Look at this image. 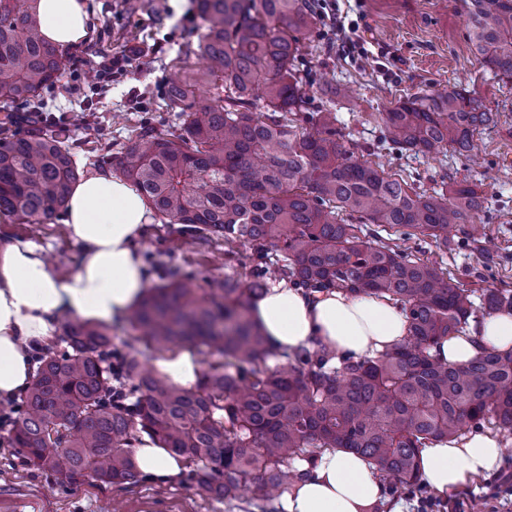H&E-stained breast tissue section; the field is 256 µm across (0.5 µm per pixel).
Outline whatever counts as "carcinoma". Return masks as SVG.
Instances as JSON below:
<instances>
[{"instance_id": "obj_1", "label": "carcinoma", "mask_w": 512, "mask_h": 512, "mask_svg": "<svg viewBox=\"0 0 512 512\" xmlns=\"http://www.w3.org/2000/svg\"><path fill=\"white\" fill-rule=\"evenodd\" d=\"M192 2L205 33L186 44L167 84L179 132L138 130L117 168L179 234L250 246V279L226 277L205 296L180 271L155 266L160 284L128 322L160 348L188 345L211 358L192 389L130 359L115 372L103 359L108 327L64 324L67 349L43 356L12 447L33 468L111 485L137 477L134 444L146 434L183 456L209 495L230 502L254 485L268 502L262 512H281L269 491L303 480L310 469L300 463L336 448L372 460L387 494L423 493L421 449L487 423L512 433V351L452 365L439 358L442 339L512 310V293L447 280L410 245L429 238L446 251L448 228L466 224L483 262H495L482 245L484 198L464 183L420 191L355 156L336 129L338 89L322 110L306 111L298 59L321 19L311 0ZM455 3L473 54L511 82L512 0ZM62 64L41 34L37 0H0V103L34 98ZM199 84L214 87L206 103L195 98ZM381 120L382 141L402 154L472 158L494 112L454 84L408 94ZM79 176L60 132L0 138V212L22 224L51 219ZM380 229L399 243L378 240ZM271 250L282 256L279 278L308 294L390 297L407 315V336L334 365L324 348L268 349L249 304L267 292ZM116 388L134 401L111 403Z\"/></svg>"}]
</instances>
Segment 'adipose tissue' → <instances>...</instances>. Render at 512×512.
Segmentation results:
<instances>
[{
	"label": "adipose tissue",
	"instance_id": "ef3b65f1",
	"mask_svg": "<svg viewBox=\"0 0 512 512\" xmlns=\"http://www.w3.org/2000/svg\"><path fill=\"white\" fill-rule=\"evenodd\" d=\"M40 29L50 42L73 45L89 34L86 0H39ZM63 222L81 249L77 271L63 278L47 264L40 246L25 239L0 243V396L10 397L30 381L32 349L51 345L67 314L79 321L109 323L125 317L146 290L134 241L151 223L152 211L136 187L95 173L78 181L63 207ZM275 351L324 345L335 354L372 355L397 344L408 321L386 297H352L335 290L311 295L273 284L249 305ZM512 349V311L485 316L467 335L441 343V358L459 363L483 351ZM499 439L478 434L460 443L422 449V474L440 495L469 478L495 471L502 460ZM138 469L149 478L179 475L180 456L149 437L135 445ZM382 497L376 466L343 449L321 454L305 481L282 500L284 512H368Z\"/></svg>",
	"mask_w": 512,
	"mask_h": 512
}]
</instances>
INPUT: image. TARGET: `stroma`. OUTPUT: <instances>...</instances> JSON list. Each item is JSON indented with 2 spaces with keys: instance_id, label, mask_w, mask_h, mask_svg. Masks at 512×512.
Here are the masks:
<instances>
[{
  "instance_id": "1",
  "label": "stroma",
  "mask_w": 512,
  "mask_h": 512,
  "mask_svg": "<svg viewBox=\"0 0 512 512\" xmlns=\"http://www.w3.org/2000/svg\"><path fill=\"white\" fill-rule=\"evenodd\" d=\"M93 30L79 44L63 48L60 78L43 88L30 111L66 113L62 128L67 144L85 173L98 171V158L118 156L134 129L151 126L170 134L177 122L165 108L166 77L186 43L197 42L203 29L192 0H87ZM322 11H336L353 27L352 48L342 51L329 20L313 33L300 64L307 86L342 82L350 97L339 99L336 126L342 144L358 155L374 153L386 172L402 174L420 189L468 181L477 184L487 201L486 244L500 257L484 269L478 252L464 245L465 235L451 233L447 252L423 244L427 257L439 260L449 276L470 288L484 286L512 292V84L499 81L477 60L466 38L463 17L453 0H319ZM138 50L141 71L113 73L101 87L83 85L74 91V74L99 62ZM462 83L474 90L497 114L495 127L475 137L479 164L439 155L413 157L377 150L382 135L381 111L390 102L443 83ZM137 89L138 101L128 92ZM93 122L101 136L86 135ZM23 237L43 248L50 267L60 276L73 274L79 248L66 224L51 219L41 224L0 221V242ZM143 262L158 257L196 278L199 287H218L224 278L241 274L227 255L223 239L193 240L172 232L162 218L146 225L137 242ZM254 490L226 502L201 491L187 473L168 481L140 476L134 484L99 486L73 483L63 475L30 468L0 432V512H260ZM437 512H512V453L500 468L468 479L438 497Z\"/></svg>"
}]
</instances>
